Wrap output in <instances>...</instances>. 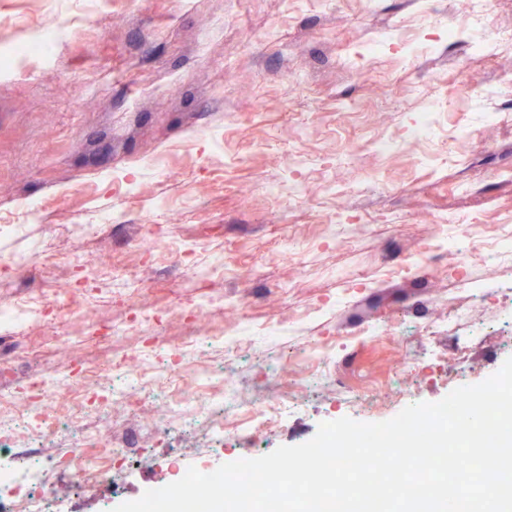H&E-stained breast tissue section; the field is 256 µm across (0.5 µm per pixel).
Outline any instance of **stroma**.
I'll return each mask as SVG.
<instances>
[{"instance_id":"35a3bbf8","label":"stroma","mask_w":512,"mask_h":512,"mask_svg":"<svg viewBox=\"0 0 512 512\" xmlns=\"http://www.w3.org/2000/svg\"><path fill=\"white\" fill-rule=\"evenodd\" d=\"M447 0H0V46L31 43L63 24L44 53L0 59V297L22 296L57 309L43 333L15 320L14 341L45 350L66 341L59 375L96 367L99 341L69 312L72 295L101 317L128 326L107 349L132 360L135 385L159 357L137 317L93 253L75 254V227L108 216L112 259H135L134 224L154 215L168 250L142 277L167 307L149 329L180 343L176 310L200 291L186 262L212 268L213 298L247 292L250 321L232 341L236 359L200 352L177 364L201 384L234 383L242 401L272 391L286 398L278 423L239 435L224 416L223 447L213 436L170 423L104 483L56 489L57 512H106L157 482H175L166 461L218 467L310 440L321 423L348 417L383 422L403 408L436 402L480 383L512 356V290L499 292L484 323L448 325V291L479 283L456 262L422 263L419 277L363 288L393 250L411 249L461 224L484 238L512 225V54L493 72L476 71L469 34L449 40L430 27ZM303 75L289 83L288 73ZM434 115L431 141L408 146L420 113ZM484 147L476 151L473 141ZM40 211L29 215L27 204ZM343 210L335 230L319 216ZM70 272L72 292L53 291L28 271L36 252ZM259 263L261 279L226 278ZM278 308L282 323L265 320ZM400 320L395 336L352 332ZM263 352L270 378L253 369ZM311 373L307 383L299 377ZM371 388L346 404L343 389Z\"/></svg>"}]
</instances>
